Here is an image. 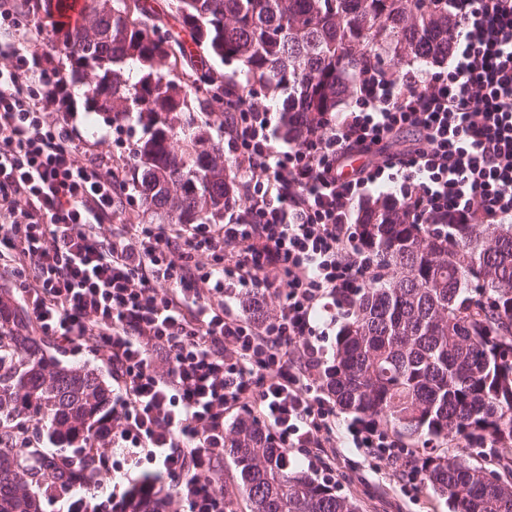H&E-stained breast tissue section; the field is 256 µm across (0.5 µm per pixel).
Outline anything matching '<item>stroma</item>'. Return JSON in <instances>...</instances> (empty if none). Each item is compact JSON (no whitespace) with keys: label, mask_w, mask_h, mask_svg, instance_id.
<instances>
[{"label":"stroma","mask_w":512,"mask_h":512,"mask_svg":"<svg viewBox=\"0 0 512 512\" xmlns=\"http://www.w3.org/2000/svg\"><path fill=\"white\" fill-rule=\"evenodd\" d=\"M56 115L71 120L82 137L98 144L103 153H115V128L85 109L82 84L69 86L66 102L57 106ZM350 424L347 414L337 413L335 446L323 466H310L305 449L292 448L288 457L293 466L335 485L339 494L358 501L361 512H448L443 499L409 480L403 461L382 457L375 448L354 447Z\"/></svg>","instance_id":"35a3bbf8"}]
</instances>
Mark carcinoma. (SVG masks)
<instances>
[{
  "label": "carcinoma",
  "mask_w": 512,
  "mask_h": 512,
  "mask_svg": "<svg viewBox=\"0 0 512 512\" xmlns=\"http://www.w3.org/2000/svg\"><path fill=\"white\" fill-rule=\"evenodd\" d=\"M199 49L200 83L184 51L156 37L145 0H84L81 23L54 29L63 76L87 88L85 108L133 117L145 137L132 159L139 201L165 224H208L236 196L224 147L195 126L224 82L288 89L279 130L302 134L296 113L321 123L350 94L363 65L390 75L448 53V0H168ZM237 63L226 75L216 65ZM362 244L375 273L346 302L323 387L354 422L371 421L427 445L408 473L451 512H512V224H417L384 199L362 205ZM111 390L92 369L49 353L18 309L0 300V512H42L74 471L100 480L87 456ZM510 475L499 484L466 448ZM49 447H44V444ZM225 450L250 512H360L336 487L296 471L254 421L232 427Z\"/></svg>",
  "instance_id": "obj_1"
}]
</instances>
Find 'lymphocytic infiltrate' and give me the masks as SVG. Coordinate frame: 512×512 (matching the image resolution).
Returning <instances> with one entry per match:
<instances>
[{
	"label": "lymphocytic infiltrate",
	"instance_id": "lymphocytic-infiltrate-1",
	"mask_svg": "<svg viewBox=\"0 0 512 512\" xmlns=\"http://www.w3.org/2000/svg\"><path fill=\"white\" fill-rule=\"evenodd\" d=\"M448 12L447 71H369L353 109L299 142L277 145L250 92L226 96L224 157L246 207L221 224H146L125 167L53 117L64 84L34 80L41 25L0 0V271L32 333L97 344L117 383L99 460L121 448L157 463L174 512H227L228 411L321 463L336 410L315 386L314 315L370 269L353 222L369 192L388 188L420 224L512 219V0H448ZM374 150L381 165L341 177L348 156ZM228 286L285 293L253 317L225 304ZM73 489L60 490L71 512L129 508L111 482L89 499Z\"/></svg>",
	"mask_w": 512,
	"mask_h": 512
}]
</instances>
